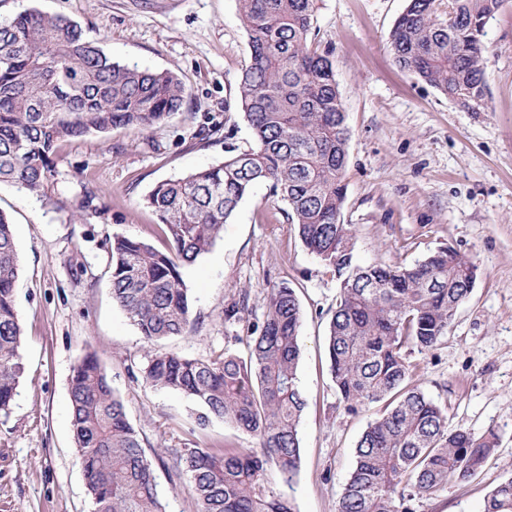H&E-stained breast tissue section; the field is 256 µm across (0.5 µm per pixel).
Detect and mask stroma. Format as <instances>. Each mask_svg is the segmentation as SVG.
<instances>
[{"instance_id":"35a3bbf8","label":"stroma","mask_w":512,"mask_h":512,"mask_svg":"<svg viewBox=\"0 0 512 512\" xmlns=\"http://www.w3.org/2000/svg\"><path fill=\"white\" fill-rule=\"evenodd\" d=\"M407 0H312L313 44L328 53L350 130L344 223L355 229L358 264L411 265L441 247L473 257L477 277L442 342L413 352V382L438 403L449 428L497 436L492 455L465 482L449 480L417 512H481L486 492L512 477V0L485 28L486 96L461 107L402 70L388 46ZM28 9L76 21L114 61L170 71L186 85L182 109L152 129H117L65 143L51 198L0 184L21 258L16 304L25 372L0 415V512H90L70 424L69 378L95 352L152 460L165 512H197L178 448H252L220 420L199 426L181 395L142 380L148 349L112 300V238L165 249L144 198L160 181L185 176L253 147L238 109L249 62L238 0H0V20ZM220 124L203 140L202 126ZM97 195L84 222L73 216L85 191ZM256 184L208 253L184 267L194 325L163 347L209 359L246 356L269 284L294 288L303 319L299 388L302 460L292 482L267 479L296 512H336L355 448L382 404L348 411L325 354L338 283ZM248 308L228 321L240 298Z\"/></svg>"}]
</instances>
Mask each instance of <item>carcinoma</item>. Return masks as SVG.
Returning a JSON list of instances; mask_svg holds the SVG:
<instances>
[{"label": "carcinoma", "instance_id": "obj_1", "mask_svg": "<svg viewBox=\"0 0 512 512\" xmlns=\"http://www.w3.org/2000/svg\"><path fill=\"white\" fill-rule=\"evenodd\" d=\"M503 0H409L389 36L397 64L464 106L485 98L487 22ZM250 60L238 106L255 146L177 179L145 198L169 241L165 250L122 235L111 247L112 299L150 348L145 385L177 393L197 423L232 424L255 448H182L199 512H294L271 488L266 465L288 478L300 467L304 400L297 387L302 311L287 282L268 286L247 355L210 359L157 348L193 323L183 266L207 253L252 187L265 182L286 219L340 283L326 351L336 392L350 411L384 403L355 450L337 512H415L454 478L467 481L494 451L495 435L448 428L443 409L410 384L407 353L435 349L474 285L473 259L439 248L410 265L362 266L353 225L341 220L350 133L329 58L312 47L311 0H239ZM185 84L169 71L112 60L75 21L29 10L0 22V183L46 196L61 143L118 128L151 129L179 111ZM21 260L0 212V413L24 374L15 305ZM71 426L93 512H164L147 457L96 353L69 381ZM483 512H512V478L486 495Z\"/></svg>", "mask_w": 512, "mask_h": 512}]
</instances>
